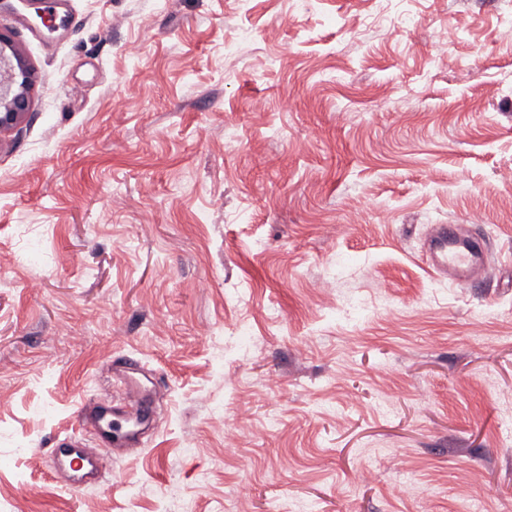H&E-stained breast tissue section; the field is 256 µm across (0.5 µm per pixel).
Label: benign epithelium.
I'll use <instances>...</instances> for the list:
<instances>
[{"mask_svg": "<svg viewBox=\"0 0 512 512\" xmlns=\"http://www.w3.org/2000/svg\"><path fill=\"white\" fill-rule=\"evenodd\" d=\"M30 85V68L0 34V133L17 124L29 110Z\"/></svg>", "mask_w": 512, "mask_h": 512, "instance_id": "7a95c632", "label": "benign epithelium"}]
</instances>
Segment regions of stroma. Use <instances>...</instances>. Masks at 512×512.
<instances>
[{"label": "stroma", "instance_id": "obj_1", "mask_svg": "<svg viewBox=\"0 0 512 512\" xmlns=\"http://www.w3.org/2000/svg\"><path fill=\"white\" fill-rule=\"evenodd\" d=\"M7 2L0 512H512V0ZM437 224L485 278L432 273ZM111 355L159 425L73 491ZM30 85V68L8 38L0 34V133L17 124L29 110ZM431 268L448 280L466 284L481 279L488 270V251L478 237H465L456 225L437 224L426 241Z\"/></svg>", "mask_w": 512, "mask_h": 512}]
</instances>
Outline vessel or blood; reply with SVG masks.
<instances>
[{
    "mask_svg": "<svg viewBox=\"0 0 512 512\" xmlns=\"http://www.w3.org/2000/svg\"><path fill=\"white\" fill-rule=\"evenodd\" d=\"M426 255L432 269L457 284L481 279L488 270V251L478 237H465L451 224L434 225L427 241ZM115 378L125 382L128 398L114 403L104 394L79 407L75 418L79 425L92 429L96 442L88 444L72 436L56 439L49 453L55 473L66 476L68 486L81 488L106 469L103 449L140 448L144 437L154 428L153 401L141 395L133 383L139 372L137 362L114 357L109 361Z\"/></svg>",
    "mask_w": 512,
    "mask_h": 512,
    "instance_id": "vessel-or-blood-1",
    "label": "vessel or blood"
}]
</instances>
